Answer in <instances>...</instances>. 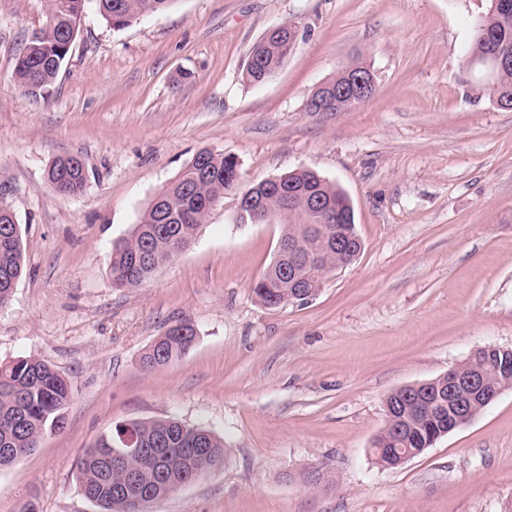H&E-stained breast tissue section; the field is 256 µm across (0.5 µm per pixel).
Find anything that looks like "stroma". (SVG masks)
<instances>
[{"mask_svg": "<svg viewBox=\"0 0 512 512\" xmlns=\"http://www.w3.org/2000/svg\"><path fill=\"white\" fill-rule=\"evenodd\" d=\"M47 8L0 0V203L24 253L0 361L45 360L75 396L62 431L0 470V512H98L75 478L84 450L116 423L168 418L222 436L224 465L161 512H512V391L399 468L372 453L391 391L477 347L512 349V109L465 61L490 0H176L120 30L87 0L32 100L11 75ZM281 23L294 52L247 82L253 45ZM353 64L372 98L306 111ZM202 150L234 156L243 189L295 169L336 183L360 254L313 298L265 307L252 286L282 227L235 223L230 193L148 282L113 286V245ZM66 156L88 175L77 196L45 178ZM183 319L194 347L144 371Z\"/></svg>", "mask_w": 512, "mask_h": 512, "instance_id": "stroma-1", "label": "stroma"}]
</instances>
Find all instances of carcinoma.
<instances>
[{
	"label": "carcinoma",
	"mask_w": 512,
	"mask_h": 512,
	"mask_svg": "<svg viewBox=\"0 0 512 512\" xmlns=\"http://www.w3.org/2000/svg\"><path fill=\"white\" fill-rule=\"evenodd\" d=\"M99 12L114 29L128 26L140 16L165 10L176 0H97ZM85 0H49L45 25L17 60L12 76L21 92L39 99L57 77L75 40ZM296 48L293 29L283 28L263 36L251 49L245 77L261 82L275 74ZM496 53L507 59L488 82L497 100L512 104V11L503 13L490 6L477 24L468 58ZM238 162L208 150L198 152L158 197L164 204H150L131 234L112 249L110 275L120 288H137L147 282L162 265L178 257L195 239L211 210L224 202V195L237 190ZM47 181L61 194L82 193L86 170L74 157L54 160L46 171ZM293 192L298 208L278 220L284 225L282 241L301 237L312 253L322 252L329 238L338 234L357 235L353 206L336 184L318 173L300 169L285 173L273 183L265 179L248 187L256 203L276 212ZM10 241L0 249V306L7 304L8 285L18 282L23 270L22 238L18 222L0 216V239ZM293 282L271 265L253 286V293L266 307L288 303ZM196 342V329L188 320L170 326L143 353L142 366L148 371L161 369L187 354ZM495 354L478 360L486 371L489 385L499 384ZM74 398L68 379L53 366L34 357L0 362V469L15 465L5 448L39 447L44 435L64 428L66 411ZM433 411L407 418L397 415L387 436L375 437L377 464L391 468L394 448H429L432 438L448 422L452 408L447 388H431ZM126 435L158 454L141 463L140 483L150 493L146 509L132 510L125 500L114 496L113 485L120 473L112 465V446ZM224 463V440L212 430L175 419L118 423L100 435L79 459L76 478L83 496L100 512H158L160 504L176 490L198 480L210 466Z\"/></svg>",
	"instance_id": "cac0c4a2"
}]
</instances>
